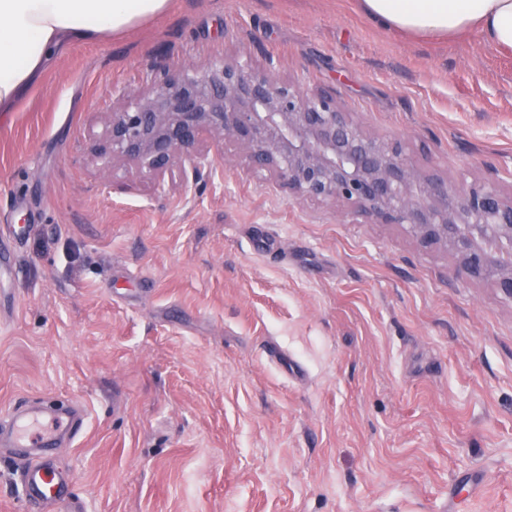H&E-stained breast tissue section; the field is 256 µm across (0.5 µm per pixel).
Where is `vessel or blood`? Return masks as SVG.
I'll return each instance as SVG.
<instances>
[{
  "label": "vessel or blood",
  "instance_id": "b4317fda",
  "mask_svg": "<svg viewBox=\"0 0 512 512\" xmlns=\"http://www.w3.org/2000/svg\"><path fill=\"white\" fill-rule=\"evenodd\" d=\"M86 418L73 405L52 400L37 406L16 407L0 415V433L17 448H52L81 434ZM23 498L32 507L50 502L68 512L71 505L69 475L55 470L45 458H37L21 477Z\"/></svg>",
  "mask_w": 512,
  "mask_h": 512
}]
</instances>
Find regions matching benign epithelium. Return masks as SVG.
<instances>
[{
    "instance_id": "7a95c632",
    "label": "benign epithelium",
    "mask_w": 512,
    "mask_h": 512,
    "mask_svg": "<svg viewBox=\"0 0 512 512\" xmlns=\"http://www.w3.org/2000/svg\"><path fill=\"white\" fill-rule=\"evenodd\" d=\"M98 171L135 168L157 185L196 182L217 168L211 145L230 140L253 171L288 190L340 201L381 224H400L424 247L444 245L466 280L493 282L512 302V196L487 179L448 183L416 168L398 138L363 131L322 92L271 68L224 57L153 75L146 91L122 88L98 112Z\"/></svg>"
}]
</instances>
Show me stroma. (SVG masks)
<instances>
[{"label":"stroma","instance_id":"obj_1","mask_svg":"<svg viewBox=\"0 0 512 512\" xmlns=\"http://www.w3.org/2000/svg\"><path fill=\"white\" fill-rule=\"evenodd\" d=\"M332 96L451 184L512 194V53L358 0H171L69 44L0 112V410L79 403L76 512H512V302L448 249L247 170L101 178L98 108L218 56ZM0 443V512H22ZM482 475L468 497L461 480Z\"/></svg>","mask_w":512,"mask_h":512}]
</instances>
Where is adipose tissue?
Wrapping results in <instances>:
<instances>
[{"instance_id":"ef3b65f1","label":"adipose tissue","mask_w":512,"mask_h":512,"mask_svg":"<svg viewBox=\"0 0 512 512\" xmlns=\"http://www.w3.org/2000/svg\"><path fill=\"white\" fill-rule=\"evenodd\" d=\"M170 0H0V112L66 43L118 34L163 14ZM377 25L413 37L480 31L512 50V0H359Z\"/></svg>"}]
</instances>
